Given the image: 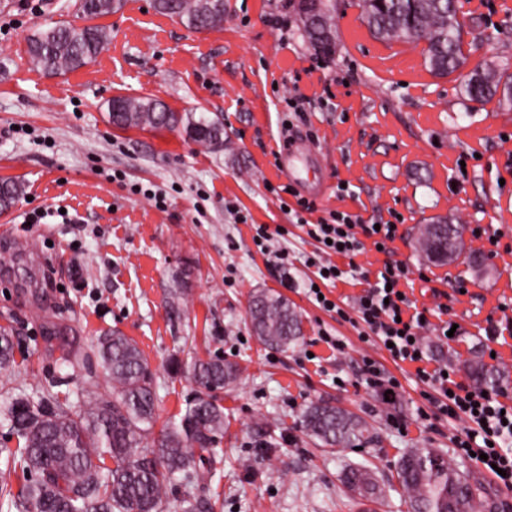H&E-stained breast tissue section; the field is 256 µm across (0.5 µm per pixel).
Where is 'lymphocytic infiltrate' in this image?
Wrapping results in <instances>:
<instances>
[{
  "label": "lymphocytic infiltrate",
  "instance_id": "lymphocytic-infiltrate-1",
  "mask_svg": "<svg viewBox=\"0 0 512 512\" xmlns=\"http://www.w3.org/2000/svg\"><path fill=\"white\" fill-rule=\"evenodd\" d=\"M398 227L391 222L374 226L362 223L359 216L336 211L309 224L307 234L318 244V252L308 258L314 276L305 285L311 302L335 313L337 320L359 326L361 342L386 348L395 363L414 365L416 382L426 386L427 408L419 409L424 420L456 424L451 438L454 453L460 456L486 454L484 471L494 472L498 487L512 492V406L503 402L506 390L482 392L458 381L446 365L432 362L423 333L435 329L446 338L453 326L446 320L437 325L424 321L423 311L408 298L402 288L410 269L395 262L385 265L376 280H369L355 262L366 244L386 247L397 238ZM359 281L362 292L350 307H342L322 297V288L347 279Z\"/></svg>",
  "mask_w": 512,
  "mask_h": 512
}]
</instances>
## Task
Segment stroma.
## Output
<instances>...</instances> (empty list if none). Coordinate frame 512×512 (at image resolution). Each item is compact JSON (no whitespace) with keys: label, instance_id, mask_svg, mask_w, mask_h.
Here are the masks:
<instances>
[{"label":"stroma","instance_id":"1","mask_svg":"<svg viewBox=\"0 0 512 512\" xmlns=\"http://www.w3.org/2000/svg\"><path fill=\"white\" fill-rule=\"evenodd\" d=\"M464 39L475 59L512 70V0H463ZM221 27L197 32L155 12L150 0H125L102 17L111 38L96 61L64 76L32 67L26 38L46 24L84 26L76 0H0V178L23 196L0 212V325L18 330L14 363L0 370V407L60 372L62 351L50 331L88 345L117 330L135 341L156 377L159 422L178 417L198 391L182 367L220 357L242 368L237 384L216 390L224 407V465L209 485L214 512H361L343 483L346 470L372 468L384 489L371 512H409L396 475L411 448L454 459L484 487L492 478L453 456L452 426L417 421L423 385L385 351L367 346L351 324L314 306L304 283L316 243L269 185H285L274 154L293 130L310 173L323 187L309 221L340 211L363 223L398 224L388 254L357 256L369 278L385 263L412 271L404 289L438 322L440 306L462 333L445 344L426 333L431 355L457 361L497 351L512 371V105H478L457 75L433 76L423 44L382 42L362 21L358 0H335L336 52L316 54L300 30L296 0H227ZM115 97H150L177 112L220 115L224 144L207 147L169 130H120L109 123ZM303 102V116L288 102ZM345 191H338V184ZM236 206L249 215L234 223ZM41 213L30 223L31 213ZM445 216L467 225L468 248L487 257L443 266L415 249L418 227ZM281 227L287 269L268 262L253 227ZM485 231L474 239L473 229ZM498 248H490L489 237ZM464 282L457 292L455 282ZM184 289L179 316L168 312ZM282 294L302 318L289 350L261 345L252 333V294ZM501 329L489 338V323ZM343 337L344 352L321 342ZM396 377L384 401L355 384L363 354ZM325 400L364 418L362 449L325 448L304 432L305 407ZM404 418L396 431L390 418Z\"/></svg>","mask_w":512,"mask_h":512}]
</instances>
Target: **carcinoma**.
<instances>
[{"label": "carcinoma", "instance_id": "obj_1", "mask_svg": "<svg viewBox=\"0 0 512 512\" xmlns=\"http://www.w3.org/2000/svg\"><path fill=\"white\" fill-rule=\"evenodd\" d=\"M114 0H78V12L90 21L81 28L55 23L35 31L27 40L32 63L48 75L75 71L94 60L107 44L106 27L93 20L119 11ZM361 14L371 35L381 41L422 40L425 60L436 76L462 70L470 54L464 51L458 0H361ZM155 10L199 31L224 22V0H155ZM303 36L317 52L335 53L336 23L325 8L317 24L303 27ZM462 92L482 105L512 101V77L485 61L464 75ZM110 121L123 128L182 131L194 142L224 144V123L205 113L175 112L147 97H118L108 102ZM22 186L0 179V210L12 207ZM417 249L436 264L456 259L464 249L460 225L437 218L422 225ZM252 330L264 345L276 349L295 346L302 336L299 312L282 296L257 291L250 300ZM14 341L0 328V367L10 364ZM63 363L72 372L42 386L33 395L22 394L5 406L23 445L12 462L36 475L18 493L1 488L0 499L34 512H161L168 487L185 488L181 512H210L213 505L197 490L219 471V448L224 434V407L209 395L186 402L179 421L161 431L157 444L143 448L156 422L155 377L150 363L135 342L118 332L100 336L87 351L68 352ZM466 377L478 388L494 389L509 380L504 368L487 365L479 352L462 363ZM239 364L220 357L197 359L185 373L205 390L222 389L237 381ZM104 378L109 392L82 410L62 402L53 388L74 385L78 390ZM301 423L322 446L354 448L368 442L371 427L364 419L330 403L316 402L303 411ZM398 482L411 512H496L495 495L430 448H412L402 456ZM348 493L358 499L382 494L373 472L352 468L345 474Z\"/></svg>", "mask_w": 512, "mask_h": 512}]
</instances>
